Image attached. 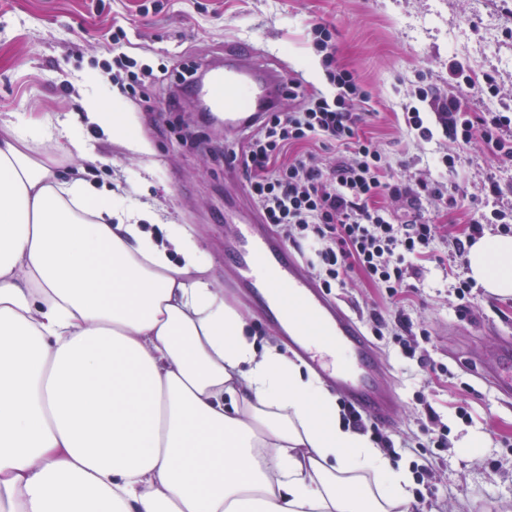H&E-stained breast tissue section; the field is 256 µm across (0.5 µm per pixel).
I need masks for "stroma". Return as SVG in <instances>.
<instances>
[{"mask_svg": "<svg viewBox=\"0 0 512 512\" xmlns=\"http://www.w3.org/2000/svg\"><path fill=\"white\" fill-rule=\"evenodd\" d=\"M327 24L338 61L355 71L368 94L358 104L359 129L392 162L396 176L419 175L447 183L457 208L442 212L423 203L426 219L463 231L474 213L512 205V168L503 170L479 148L464 149L454 167L442 156L453 149L429 103L418 109L431 141L408 131L401 112L416 81L446 89L448 63L494 74L498 95L472 98L471 111L512 110V0H0V127L30 115L67 121L78 146L57 157L58 170L78 176L121 205L143 204L157 214L150 230L166 240L179 226L205 243L204 260L216 287L237 306L257 346L282 344L277 328L259 318L242 294L224 285V240L233 233L224 221V201L246 193L245 177L227 182L225 152L243 135L223 131L188 104L171 108L180 78L224 55L228 43L244 40L271 67H288L321 90L329 85L311 27ZM126 37L113 44V26ZM155 66L163 74L136 94L119 89L107 73L119 53ZM129 116V132L116 135L91 120L88 101ZM495 176L502 193L486 195L483 183ZM451 250L435 244V256L420 262L409 310L430 333L415 359H406L388 340L377 343L388 365L385 380L399 404L387 430L394 441V466L415 470L427 463L414 447L421 425L437 419L448 428V445L413 499L417 512H512V399L501 397L478 374L492 357L497 334L512 335V296L476 293L460 310L443 259ZM361 324L371 313L393 322L396 308L368 283L333 289ZM448 366L431 408L416 395L428 385L427 363ZM468 417H461L459 407Z\"/></svg>", "mask_w": 512, "mask_h": 512, "instance_id": "obj_1", "label": "stroma"}]
</instances>
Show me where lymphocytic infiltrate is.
<instances>
[{"instance_id":"1","label":"lymphocytic infiltrate","mask_w":512,"mask_h":512,"mask_svg":"<svg viewBox=\"0 0 512 512\" xmlns=\"http://www.w3.org/2000/svg\"><path fill=\"white\" fill-rule=\"evenodd\" d=\"M312 32L331 90L324 93L290 79L288 94L297 106L267 116L241 150L249 197L265 223L280 227L289 240L307 242L318 259L323 288L351 287L357 273L388 298L406 297L414 289L417 262L430 259L442 237V225L419 214L423 198L443 209L456 207L457 199L439 181L390 182L387 157L358 134L362 116L355 107L367 98L359 78L337 63L326 26L314 25ZM448 74L445 95L431 96L417 86L414 96L434 100L457 146L480 145L498 165H512V114L465 110L469 94L496 92L494 76L475 74L456 61L449 62ZM315 138L343 147L344 155L333 161L312 152L291 155V148ZM385 194L404 203V218L376 206ZM507 218L497 208L472 218L463 237L452 241L453 267L466 266V244L485 227L511 233Z\"/></svg>"}]
</instances>
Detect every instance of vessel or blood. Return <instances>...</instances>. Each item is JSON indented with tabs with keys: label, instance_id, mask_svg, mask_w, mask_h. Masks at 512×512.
I'll return each instance as SVG.
<instances>
[{
	"label": "vessel or blood",
	"instance_id": "vessel-or-blood-1",
	"mask_svg": "<svg viewBox=\"0 0 512 512\" xmlns=\"http://www.w3.org/2000/svg\"><path fill=\"white\" fill-rule=\"evenodd\" d=\"M287 82V73L263 64L254 46L236 42L226 47L223 61L213 64L199 96L225 128L243 132L276 109ZM224 280L246 290L289 348L343 399L372 419L391 423L397 399L378 382L385 361L357 318L329 298L258 216L225 242ZM484 375L502 396L512 397V340H502Z\"/></svg>",
	"mask_w": 512,
	"mask_h": 512
}]
</instances>
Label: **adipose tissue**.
Returning <instances> with one entry per match:
<instances>
[{"label":"adipose tissue","mask_w":512,"mask_h":512,"mask_svg":"<svg viewBox=\"0 0 512 512\" xmlns=\"http://www.w3.org/2000/svg\"><path fill=\"white\" fill-rule=\"evenodd\" d=\"M44 139L78 143L44 118L0 135V512H409L408 474L257 350L199 242L60 180ZM466 259L512 295V236Z\"/></svg>","instance_id":"ef3b65f1"}]
</instances>
